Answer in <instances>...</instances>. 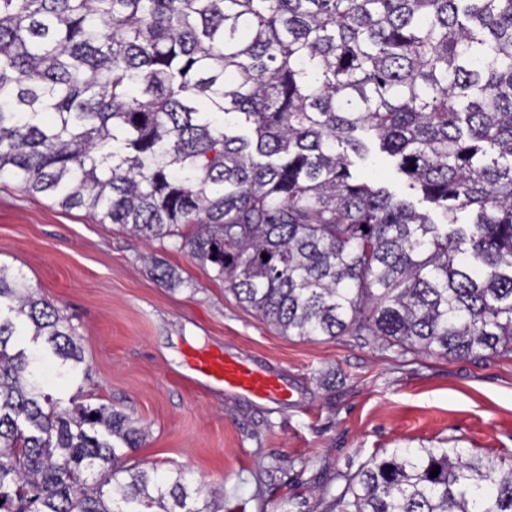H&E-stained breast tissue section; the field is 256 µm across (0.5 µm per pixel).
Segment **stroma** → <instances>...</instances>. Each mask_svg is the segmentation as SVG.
<instances>
[{"label":"stroma","instance_id":"obj_1","mask_svg":"<svg viewBox=\"0 0 512 512\" xmlns=\"http://www.w3.org/2000/svg\"><path fill=\"white\" fill-rule=\"evenodd\" d=\"M356 175L428 211L394 158L366 137ZM174 268L157 280L142 257ZM0 264L74 327L95 400L148 430L132 452L143 468H186L220 487L219 512H324L327 494L381 449L512 452V360L398 356L343 335H279L171 240L133 238L79 209L0 181ZM208 347L258 363L288 390L254 400L181 378L184 352Z\"/></svg>","mask_w":512,"mask_h":512}]
</instances>
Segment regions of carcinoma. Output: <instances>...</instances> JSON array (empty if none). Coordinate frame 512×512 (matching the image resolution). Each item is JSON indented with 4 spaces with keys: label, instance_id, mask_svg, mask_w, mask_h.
Here are the masks:
<instances>
[{
    "label": "carcinoma",
    "instance_id": "obj_1",
    "mask_svg": "<svg viewBox=\"0 0 512 512\" xmlns=\"http://www.w3.org/2000/svg\"><path fill=\"white\" fill-rule=\"evenodd\" d=\"M362 131L444 222L353 174ZM2 177L174 240L283 336L512 355V0H0ZM25 330L88 379L0 265V512H217L130 463L127 414L43 392ZM327 512H512V453L384 450Z\"/></svg>",
    "mask_w": 512,
    "mask_h": 512
}]
</instances>
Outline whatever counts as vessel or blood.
Instances as JSON below:
<instances>
[{
	"mask_svg": "<svg viewBox=\"0 0 512 512\" xmlns=\"http://www.w3.org/2000/svg\"><path fill=\"white\" fill-rule=\"evenodd\" d=\"M190 380L209 387L255 399H281L285 388L268 370L237 357L208 349H195L185 354Z\"/></svg>",
	"mask_w": 512,
	"mask_h": 512,
	"instance_id": "obj_1",
	"label": "vessel or blood"
}]
</instances>
